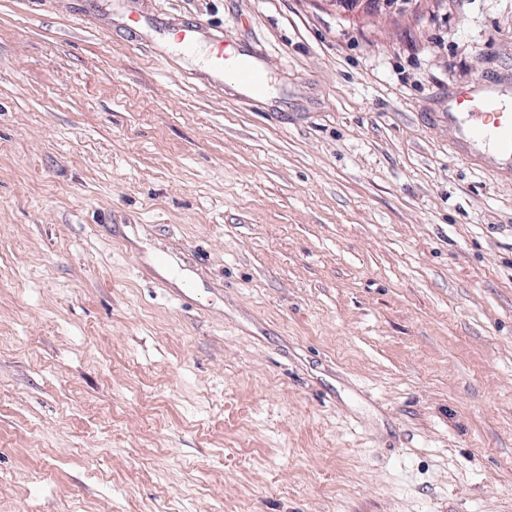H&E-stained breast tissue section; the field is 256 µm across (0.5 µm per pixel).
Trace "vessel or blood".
<instances>
[{"mask_svg": "<svg viewBox=\"0 0 512 512\" xmlns=\"http://www.w3.org/2000/svg\"><path fill=\"white\" fill-rule=\"evenodd\" d=\"M209 60L218 76L254 87L264 82L262 71L228 53L223 42L211 44ZM458 104L459 111L448 115L457 140L472 157L503 171L512 169V110L492 95L478 102L463 96Z\"/></svg>", "mask_w": 512, "mask_h": 512, "instance_id": "b4317fda", "label": "vessel or blood"}]
</instances>
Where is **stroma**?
Returning a JSON list of instances; mask_svg holds the SVG:
<instances>
[{"label": "stroma", "mask_w": 512, "mask_h": 512, "mask_svg": "<svg viewBox=\"0 0 512 512\" xmlns=\"http://www.w3.org/2000/svg\"><path fill=\"white\" fill-rule=\"evenodd\" d=\"M490 89L512 0H0V512H512ZM210 67L224 80V76L236 83L261 87L264 74L259 69L242 62L237 55L229 54L224 41L210 44ZM457 103L464 112L448 114L455 138L472 157L512 170V110L493 95L475 103L462 95Z\"/></svg>", "instance_id": "35a3bbf8"}]
</instances>
